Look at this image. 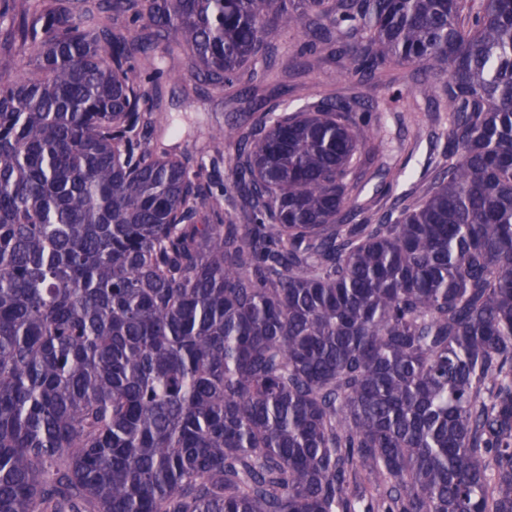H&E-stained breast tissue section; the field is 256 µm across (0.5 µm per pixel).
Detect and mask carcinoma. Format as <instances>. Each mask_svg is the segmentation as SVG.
<instances>
[{
	"instance_id": "obj_1",
	"label": "carcinoma",
	"mask_w": 512,
	"mask_h": 512,
	"mask_svg": "<svg viewBox=\"0 0 512 512\" xmlns=\"http://www.w3.org/2000/svg\"><path fill=\"white\" fill-rule=\"evenodd\" d=\"M70 2L0 0V512H512V0ZM272 27L419 67L425 196L348 223L358 101L151 143L155 45L256 88Z\"/></svg>"
}]
</instances>
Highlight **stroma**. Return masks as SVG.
<instances>
[{
    "instance_id": "35a3bbf8",
    "label": "stroma",
    "mask_w": 512,
    "mask_h": 512,
    "mask_svg": "<svg viewBox=\"0 0 512 512\" xmlns=\"http://www.w3.org/2000/svg\"><path fill=\"white\" fill-rule=\"evenodd\" d=\"M278 48L280 77L253 91L236 86L234 98L224 89L195 90V80L171 43L155 48L164 71L155 83H145L148 95H160L159 114L164 142L191 163L212 152L210 135L219 127H251L267 112H293L324 97L358 99L380 113L373 145L376 157L351 193L349 207L357 217L390 207L404 194L424 195L431 185L435 162L447 152L446 141L416 139L438 119L437 101L419 95L418 73L413 66H395L392 81L377 84L342 75L339 65L322 58L298 57L306 38L297 28L272 33Z\"/></svg>"
}]
</instances>
